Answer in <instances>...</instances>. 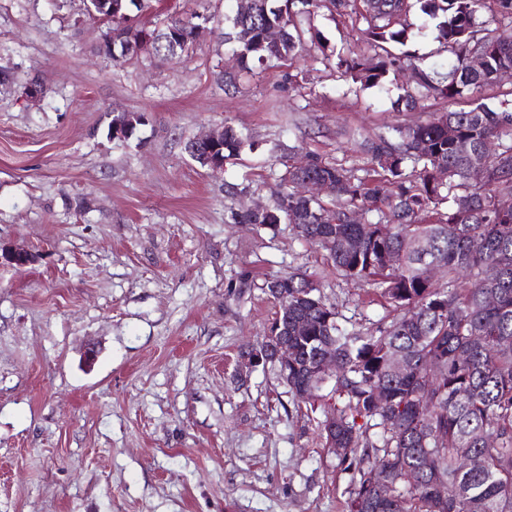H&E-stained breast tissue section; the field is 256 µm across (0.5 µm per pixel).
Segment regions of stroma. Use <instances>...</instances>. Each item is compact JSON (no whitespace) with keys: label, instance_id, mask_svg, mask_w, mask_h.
I'll list each match as a JSON object with an SVG mask.
<instances>
[{"label":"stroma","instance_id":"obj_1","mask_svg":"<svg viewBox=\"0 0 512 512\" xmlns=\"http://www.w3.org/2000/svg\"><path fill=\"white\" fill-rule=\"evenodd\" d=\"M158 7L212 20L182 60L118 64L84 0H0V248L33 257L0 264V512H346L353 471L319 427L333 383L311 405L250 356L278 311L265 286L303 272L355 331L392 309L292 225L236 217L301 156L360 167L358 140L465 102L406 112V72L352 91L302 51L227 92L232 0ZM314 25L331 49L359 38L324 8ZM115 109L146 121L112 137ZM226 123L256 147L215 173L185 144Z\"/></svg>","mask_w":512,"mask_h":512}]
</instances>
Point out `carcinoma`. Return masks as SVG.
I'll return each mask as SVG.
<instances>
[{"label":"carcinoma","mask_w":512,"mask_h":512,"mask_svg":"<svg viewBox=\"0 0 512 512\" xmlns=\"http://www.w3.org/2000/svg\"><path fill=\"white\" fill-rule=\"evenodd\" d=\"M114 2L119 12L98 10L91 18L111 23L116 40H103L101 49L118 63L141 55L138 37L121 24L152 0ZM253 2L251 13L224 17V44L238 55L240 68L216 74L226 87L238 88L251 66L291 59L307 46L321 53L314 60L363 89H381L390 72L411 67L413 85L401 97L407 111L430 97L475 102L468 110L393 129L396 142L384 135L364 141V167L324 163L313 155L303 169L289 166L269 210L248 211L240 220L267 228L283 221L307 225V240L326 251L341 276L381 290L398 311L372 331L349 333L305 274L267 283L294 351L289 389L309 402L318 398L327 378L317 371V357L326 347L343 366L335 391L345 404L332 417L336 443L347 449L341 460L354 467L347 512H512V210L496 205L512 197V103L491 108L477 102V94L497 83L499 70L512 68V0ZM415 5L448 53L444 72L390 50L407 41L405 17ZM323 6L351 19L361 33L360 52H325L313 24ZM208 20L195 11L139 32L164 60L173 51L172 32L186 33L191 22ZM280 24L281 41L272 46L265 32ZM473 56L484 57L483 68L470 66ZM253 147L250 136L224 124V163ZM475 161L485 170L481 184L468 177ZM304 177L336 183L333 202L300 195L297 183ZM367 215L365 233L361 220ZM390 254L399 256L398 264H388ZM425 261L442 266L444 284L422 276ZM298 319L308 321L307 332L294 331ZM273 332L272 326L255 352L281 373L274 359L280 336ZM474 336L485 341L475 344ZM394 354L406 359L405 373L389 371ZM378 390L387 392L382 407L373 403ZM420 394L431 401L426 413L415 410ZM461 447L482 464L461 468ZM377 475L388 482L383 499L375 489ZM439 483L448 485L444 497Z\"/></svg>","instance_id":"obj_1"}]
</instances>
